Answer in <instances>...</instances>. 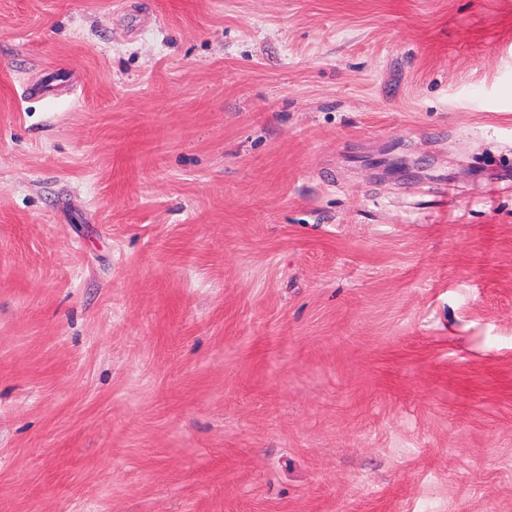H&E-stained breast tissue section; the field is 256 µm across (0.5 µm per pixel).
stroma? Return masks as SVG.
<instances>
[{
	"mask_svg": "<svg viewBox=\"0 0 512 512\" xmlns=\"http://www.w3.org/2000/svg\"><path fill=\"white\" fill-rule=\"evenodd\" d=\"M0 512H512V0H0Z\"/></svg>",
	"mask_w": 512,
	"mask_h": 512,
	"instance_id": "1",
	"label": "stroma"
}]
</instances>
